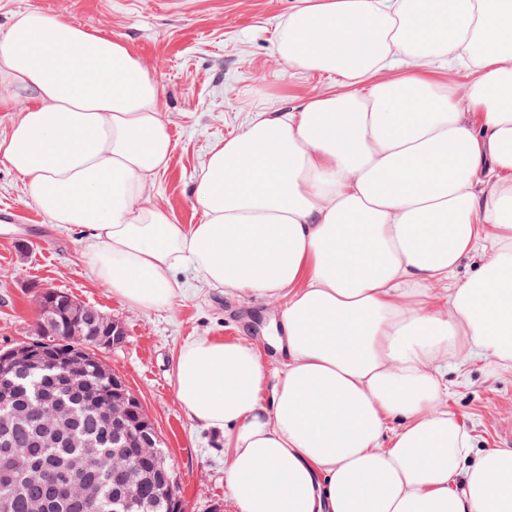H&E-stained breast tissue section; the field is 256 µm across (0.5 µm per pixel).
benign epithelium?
I'll use <instances>...</instances> for the list:
<instances>
[{
  "instance_id": "7a95c632",
  "label": "benign epithelium",
  "mask_w": 512,
  "mask_h": 512,
  "mask_svg": "<svg viewBox=\"0 0 512 512\" xmlns=\"http://www.w3.org/2000/svg\"><path fill=\"white\" fill-rule=\"evenodd\" d=\"M40 316L35 323V338L9 349L0 351V379L5 381L16 372L34 375L45 369L56 371L59 384L76 392L85 387V378L91 365L98 363V351L120 346L124 341L123 327L105 317L97 310L83 306L71 297L59 295L48 289L35 300ZM64 313L68 322L87 325L91 343L82 346L54 347L59 323L56 314ZM108 383L98 393L101 406L100 417L112 425V437L116 440H131L134 451L125 457L122 477L127 481L136 480L143 466H154V482L161 492L166 493L176 485L174 470L169 467L160 451V437L151 417L146 413L139 398L130 390L125 380L105 367ZM51 416L54 432H67L73 421V408L61 400L52 401ZM43 445L37 440L21 448L9 434V426L0 422V446L6 449L0 459V483L36 484L42 494L31 500L30 512H51L57 492L67 489V495L77 512L93 506L97 498L96 481H86L83 474L102 467L103 456L92 441L83 445L80 456L71 459L64 466L43 465L36 461L34 448Z\"/></svg>"
}]
</instances>
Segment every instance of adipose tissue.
<instances>
[{
  "label": "adipose tissue",
  "instance_id": "obj_1",
  "mask_svg": "<svg viewBox=\"0 0 512 512\" xmlns=\"http://www.w3.org/2000/svg\"><path fill=\"white\" fill-rule=\"evenodd\" d=\"M275 51L335 83L211 149L200 223L149 199L173 152L150 70L61 17L0 32V162L50 223L88 230L95 277L132 307L170 305L182 270L283 300L274 380L244 339L175 357L238 512H512V448L474 454L444 406L449 362L512 363V0H298ZM460 69L476 79L429 78Z\"/></svg>",
  "mask_w": 512,
  "mask_h": 512
}]
</instances>
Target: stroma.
<instances>
[{
  "label": "stroma",
  "mask_w": 512,
  "mask_h": 512,
  "mask_svg": "<svg viewBox=\"0 0 512 512\" xmlns=\"http://www.w3.org/2000/svg\"><path fill=\"white\" fill-rule=\"evenodd\" d=\"M294 0H0V31L38 11L87 26L128 45L159 85V106L175 143L150 193L179 223L201 219L191 188L216 141L231 137L259 109L289 110L325 92L332 80L288 69L275 32ZM85 228L58 225L27 204L22 180L0 163V350L27 341L35 296L66 292L122 325L125 340L104 361L152 418L178 481L185 512H237L225 482L224 436L190 419L178 396L174 357L189 339L261 337L282 301L228 297L180 272L187 288L157 311L129 306L101 284L82 257ZM448 410L475 450L497 445L512 420V365L465 358L448 367Z\"/></svg>",
  "instance_id": "35a3bbf8"
}]
</instances>
